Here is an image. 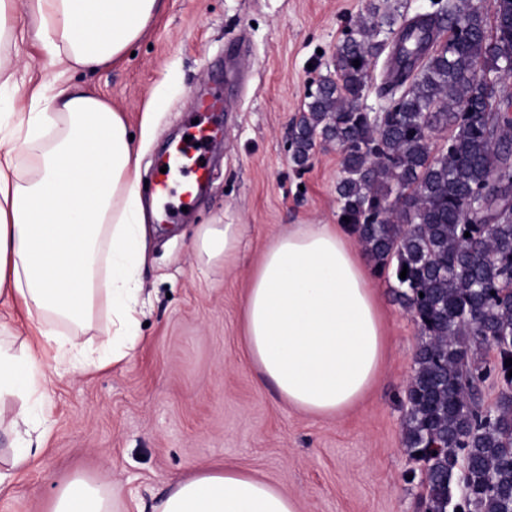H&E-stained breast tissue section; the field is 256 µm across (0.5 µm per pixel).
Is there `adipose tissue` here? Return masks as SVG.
I'll list each match as a JSON object with an SVG mask.
<instances>
[{
	"label": "adipose tissue",
	"mask_w": 512,
	"mask_h": 512,
	"mask_svg": "<svg viewBox=\"0 0 512 512\" xmlns=\"http://www.w3.org/2000/svg\"><path fill=\"white\" fill-rule=\"evenodd\" d=\"M162 5L27 0L17 30L6 23L14 0H0V49L31 39L53 73L32 91L28 111L0 116V308L23 313L40 340L18 348L0 341V402L20 403L10 420L16 469L30 458L49 374L119 363L137 345L147 250L140 152L122 112L66 75L121 60ZM238 244L235 225L209 224L194 247L199 258L229 264ZM102 301L109 340L95 356L81 338ZM243 334L251 363L288 405L341 416L375 383L386 354L366 253L338 224H296L278 234L251 274ZM111 502V493L77 478L56 493L50 512H112ZM156 512H299V504L227 463L174 484Z\"/></svg>",
	"instance_id": "1"
}]
</instances>
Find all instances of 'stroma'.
I'll return each instance as SVG.
<instances>
[{
    "label": "stroma",
    "mask_w": 512,
    "mask_h": 512,
    "mask_svg": "<svg viewBox=\"0 0 512 512\" xmlns=\"http://www.w3.org/2000/svg\"><path fill=\"white\" fill-rule=\"evenodd\" d=\"M396 21L430 0H165L131 56L72 83L123 112L142 145L143 202L157 159L183 142L195 101L223 105L206 192L191 197L175 230L146 214L141 343L127 361L54 377L41 417L46 437L26 471L0 492V512H49L77 477L112 485V512H155L176 481L230 461L293 495L300 512H419L423 465L402 443L404 395L420 331L383 276L378 298L388 354L375 386L337 418L288 406L247 360L241 320L249 277L292 224L339 221L340 151L317 146L306 168L290 134L309 89L333 75L337 47L370 4ZM22 80L14 109L46 73L29 40L17 45ZM235 224L232 265L200 262L196 233Z\"/></svg>",
    "instance_id": "obj_1"
}]
</instances>
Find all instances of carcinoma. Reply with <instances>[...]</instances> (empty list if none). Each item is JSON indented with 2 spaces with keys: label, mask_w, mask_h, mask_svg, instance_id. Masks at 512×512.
<instances>
[{
  "label": "carcinoma",
  "mask_w": 512,
  "mask_h": 512,
  "mask_svg": "<svg viewBox=\"0 0 512 512\" xmlns=\"http://www.w3.org/2000/svg\"><path fill=\"white\" fill-rule=\"evenodd\" d=\"M370 15L338 46L336 77L307 93L292 159L336 144L340 217L422 326L403 444L426 469L424 512H512V0H447L396 30L377 5ZM389 39L386 115L373 118L357 103ZM477 221L486 237L464 236Z\"/></svg>",
  "instance_id": "1"
}]
</instances>
